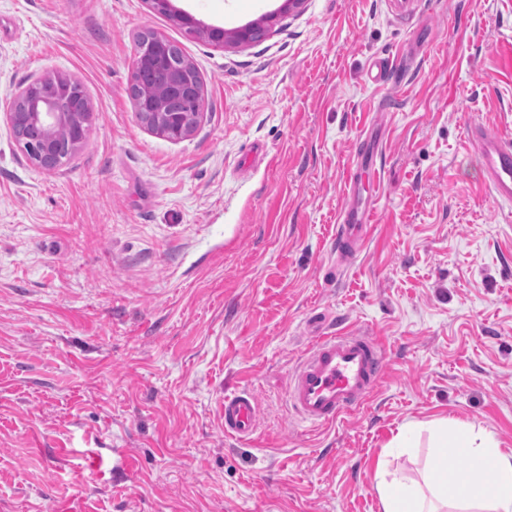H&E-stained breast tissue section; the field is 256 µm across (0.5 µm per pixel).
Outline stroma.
Returning <instances> with one entry per match:
<instances>
[{"mask_svg": "<svg viewBox=\"0 0 512 512\" xmlns=\"http://www.w3.org/2000/svg\"><path fill=\"white\" fill-rule=\"evenodd\" d=\"M0 0V512H380L421 480L430 422L512 449V205L481 186L469 122L512 130V0ZM177 42L204 119L138 120L137 36ZM93 106L84 144L35 167L5 114L49 75ZM380 140L372 236L327 274L345 185ZM324 313L379 337L382 384L312 427L288 375ZM251 389L257 430L218 402ZM421 422L411 443L403 424ZM153 8L163 14L170 15L180 25L188 28L189 31L197 33L200 37L207 42L216 46H246L253 42L260 41L258 38L268 34L272 27V22L276 18L275 14L267 15L259 23H255L243 29L226 32L223 29L217 28H200L197 22L186 13H173L170 7L169 0H150ZM220 415L225 435L239 441L249 440L257 426L255 396L246 388L226 392L220 402Z\"/></svg>", "mask_w": 512, "mask_h": 512, "instance_id": "1", "label": "stroma"}]
</instances>
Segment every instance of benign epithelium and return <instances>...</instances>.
<instances>
[{"instance_id": "obj_1", "label": "benign epithelium", "mask_w": 512, "mask_h": 512, "mask_svg": "<svg viewBox=\"0 0 512 512\" xmlns=\"http://www.w3.org/2000/svg\"><path fill=\"white\" fill-rule=\"evenodd\" d=\"M153 8L167 14L189 31L197 33L216 46H246L267 34L276 15L265 16L260 22L243 29L226 32L217 28H200L186 13H174L170 0H150ZM134 71L143 72L151 83L163 84L170 95L181 98L189 108L175 112L166 101L148 91L131 97L136 116L149 131L179 142L190 138L203 118L204 87L195 65L188 58H178L167 46L165 37L158 35L140 45ZM80 82L68 75L40 77L20 88L12 98L6 113L13 130L21 131L16 140L36 167L52 171L67 157L62 145L70 151L79 149L86 140L92 117L89 98L78 92Z\"/></svg>"}]
</instances>
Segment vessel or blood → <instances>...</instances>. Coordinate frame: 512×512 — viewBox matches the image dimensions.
Instances as JSON below:
<instances>
[{"mask_svg": "<svg viewBox=\"0 0 512 512\" xmlns=\"http://www.w3.org/2000/svg\"><path fill=\"white\" fill-rule=\"evenodd\" d=\"M466 141L482 162V182L498 201L512 204V138L485 124L467 129ZM373 209L345 205L331 250L330 275L341 276L370 239ZM386 352L377 337L340 330L317 337L290 373L287 398L303 421L315 426L336 422L360 407L379 384ZM225 435L249 440L257 426V405L246 388L225 393L220 402Z\"/></svg>", "mask_w": 512, "mask_h": 512, "instance_id": "1", "label": "vessel or blood"}]
</instances>
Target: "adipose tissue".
<instances>
[{
    "mask_svg": "<svg viewBox=\"0 0 512 512\" xmlns=\"http://www.w3.org/2000/svg\"><path fill=\"white\" fill-rule=\"evenodd\" d=\"M436 446L425 486L380 481L383 512H437L431 498L454 503L458 512H512V450L452 418L439 421ZM461 455L471 466L449 467V458Z\"/></svg>",
    "mask_w": 512,
    "mask_h": 512,
    "instance_id": "adipose-tissue-1",
    "label": "adipose tissue"
}]
</instances>
